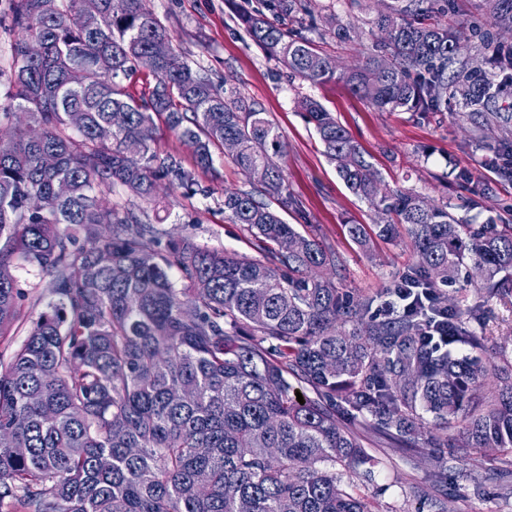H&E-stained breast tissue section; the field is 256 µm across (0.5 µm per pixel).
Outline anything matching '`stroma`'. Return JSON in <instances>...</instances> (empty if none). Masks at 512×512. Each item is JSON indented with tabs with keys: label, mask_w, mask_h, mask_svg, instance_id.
<instances>
[{
	"label": "stroma",
	"mask_w": 512,
	"mask_h": 512,
	"mask_svg": "<svg viewBox=\"0 0 512 512\" xmlns=\"http://www.w3.org/2000/svg\"><path fill=\"white\" fill-rule=\"evenodd\" d=\"M482 0H424L433 19L485 28L487 10ZM299 32L336 59L341 70L358 65L373 52L380 37L374 20L382 0H311ZM175 38L192 65L204 70L216 85L231 84L259 104L280 127L287 143L282 165L293 201L282 217L299 232L312 235L336 251L341 267L336 286L354 298L370 300V314L390 317L386 290L414 260L407 239L376 241L364 253L350 239V224H373L378 216L354 195L340 178L336 165L324 153L315 127L296 100L308 95L332 112L373 163L387 184L412 189L432 203L451 204L457 215L483 223L504 216L512 206V180L498 172L489 143L500 139V129L487 132L478 143L470 124L459 120L455 108L439 112H380L353 95L345 81L309 84L291 77L286 67L269 57L249 38L242 12L262 13L265 0H146ZM341 26L355 27L349 41L337 39ZM201 194L183 198L180 191L160 188L169 204L163 227L173 236L188 235L201 246L254 259H265L258 241L243 225L224 217V193L244 189L248 179L230 160L215 156L214 170L199 178ZM479 195H472L471 187ZM25 298L24 319L10 336L0 338V364L9 363L27 338L29 325L46 311L49 296L42 289L44 275L32 267L13 268ZM448 304L476 307L475 328L485 338L480 357L486 364L512 358V295L491 297L477 293L460 280L439 286ZM355 427L369 461L344 472V486L365 500L370 512H512V476L501 478L499 461L476 457L470 477L461 464L448 458L442 477H435L424 450L400 447L370 430L365 422L340 414Z\"/></svg>",
	"instance_id": "stroma-1"
}]
</instances>
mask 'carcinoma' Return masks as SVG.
Instances as JSON below:
<instances>
[{
    "label": "carcinoma",
    "mask_w": 512,
    "mask_h": 512,
    "mask_svg": "<svg viewBox=\"0 0 512 512\" xmlns=\"http://www.w3.org/2000/svg\"><path fill=\"white\" fill-rule=\"evenodd\" d=\"M422 0H388L375 25L387 38L358 68L290 25L303 0H268L272 17L242 14L251 40L311 84L344 80L382 112H435L453 99L477 130L512 124L497 105V75L470 59L486 51L512 70V52L464 27L424 20ZM495 27L512 28V0H497ZM9 23L38 36L31 61L14 45L0 125L17 111L40 129L13 128L0 143V270L30 266L50 276L54 300L0 369V509L26 512H367L336 466L368 462L359 439L336 419L342 403L375 429L403 437L430 417L424 445L512 452V361L492 369L454 358L427 317H365L336 288V253L286 223L272 207L291 202L279 126L232 86L194 68L145 0H10ZM96 38L112 73L82 55ZM170 51L140 96L123 85L139 56ZM326 154L346 186L380 216L375 235L412 244L415 265L395 284L436 288L461 268L484 270L489 295L512 292V224H474L451 205L392 189L332 113L304 97ZM192 150L193 167L154 147L156 120ZM233 141L231 162L250 189L224 191V216L258 239L278 265L210 250L160 227L161 181L194 195L214 150ZM56 165L46 168L42 156ZM67 180L71 192L55 194ZM122 189L137 209L106 195ZM154 216H149V213ZM350 238L370 246L363 224ZM112 263L95 266L98 251ZM177 271L179 280L171 277ZM14 278L0 279V337L20 320ZM448 313V344L483 347L466 326L478 309ZM494 371V387L483 380ZM313 396L297 401L293 381Z\"/></svg>",
    "instance_id": "obj_1"
}]
</instances>
